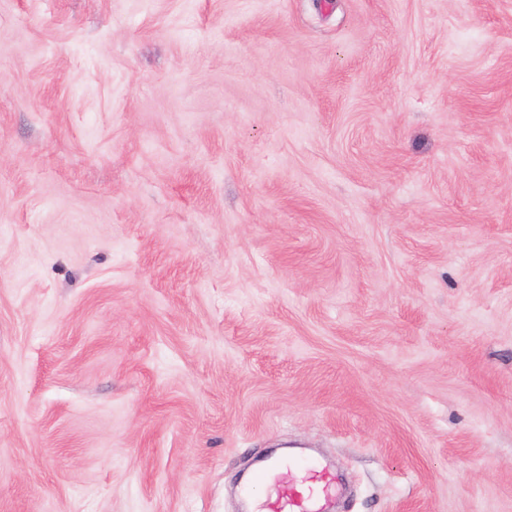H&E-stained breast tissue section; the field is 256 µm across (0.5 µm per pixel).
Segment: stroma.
Here are the masks:
<instances>
[{
  "instance_id": "1",
  "label": "stroma",
  "mask_w": 512,
  "mask_h": 512,
  "mask_svg": "<svg viewBox=\"0 0 512 512\" xmlns=\"http://www.w3.org/2000/svg\"><path fill=\"white\" fill-rule=\"evenodd\" d=\"M512 512V0H0V512ZM323 482L319 492H315L310 486L308 492L290 487L281 493H278L274 502H269L267 507L270 512H324V502L329 496L332 486L319 478ZM295 488V489H294Z\"/></svg>"
}]
</instances>
